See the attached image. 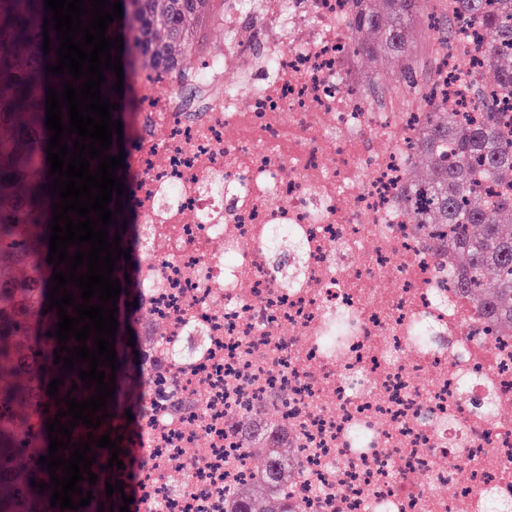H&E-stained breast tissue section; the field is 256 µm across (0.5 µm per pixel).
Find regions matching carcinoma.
Masks as SVG:
<instances>
[{
	"instance_id": "carcinoma-1",
	"label": "carcinoma",
	"mask_w": 512,
	"mask_h": 512,
	"mask_svg": "<svg viewBox=\"0 0 512 512\" xmlns=\"http://www.w3.org/2000/svg\"><path fill=\"white\" fill-rule=\"evenodd\" d=\"M20 0H0V13L13 15L18 39L0 48V135L9 134L12 151L0 153V363L22 378L14 384L0 371V512H47L50 490L39 492L30 479L50 483L47 469L38 465L44 455L32 445V420L44 423L43 407L63 409L75 375L53 364L60 348L53 335L58 314L48 310L47 292L53 265L39 255L49 240L52 204L42 186L49 172L23 166L20 151L39 150L42 126L36 98L28 87L44 58L36 34H27L29 17L18 12ZM215 0H126L122 20L112 28L127 29L137 49L135 71L151 69L176 77L198 53V32L211 19ZM428 0H350L348 34L344 49L351 55L391 56L401 61L395 77L372 75L375 83L390 80L406 85L414 81L411 24ZM449 11L434 25L435 50L457 37L455 19L462 16L482 34L483 61L464 60L481 116L468 119L452 99H443L423 113L413 130V152L399 204L408 222L422 238L435 273L453 277L459 297L477 316L482 335L512 338V135L501 125L497 108L512 100V0H449ZM494 71L493 83L485 81ZM426 165V178L416 175ZM26 177L35 185L28 198L15 194L17 181ZM500 191L493 194L490 188ZM280 284H295L296 268L268 265ZM493 273L495 285L486 287ZM118 321L115 351L116 392L113 417L125 416L124 393L133 385L136 418L143 425L147 408V381L160 377L169 342L162 333L148 331L137 341V351L126 345L129 320ZM63 376L57 396L47 394L51 380ZM288 405L277 395L254 404L231 418L232 432L241 438L248 459L263 458L258 468L236 484L219 489L224 512H307L306 503L290 494L304 475V464L293 446L288 421L275 412ZM169 485L188 491L190 469L174 466L166 473Z\"/></svg>"
}]
</instances>
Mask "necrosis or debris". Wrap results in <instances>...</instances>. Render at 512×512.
<instances>
[{"label":"necrosis or debris","mask_w":512,"mask_h":512,"mask_svg":"<svg viewBox=\"0 0 512 512\" xmlns=\"http://www.w3.org/2000/svg\"><path fill=\"white\" fill-rule=\"evenodd\" d=\"M348 15L347 0L228 6L216 18L223 52L196 56L183 82L140 76L143 318L165 323L175 348L209 338L148 386L140 512H223L219 487L250 469L225 422L276 391L288 395L305 466L292 494L307 512H489L491 500L512 512V338L474 335L397 204L418 107L432 87L472 105L457 64L483 41L460 36L431 77L379 107L355 94ZM273 228L305 241L299 287L267 270ZM339 314L353 326L336 351L322 338ZM419 324L436 345L412 344ZM160 387L203 397L205 415L171 418ZM484 398L493 416L472 411ZM187 448L208 464L182 492L165 473Z\"/></svg>","instance_id":"4bbe7bcc"}]
</instances>
